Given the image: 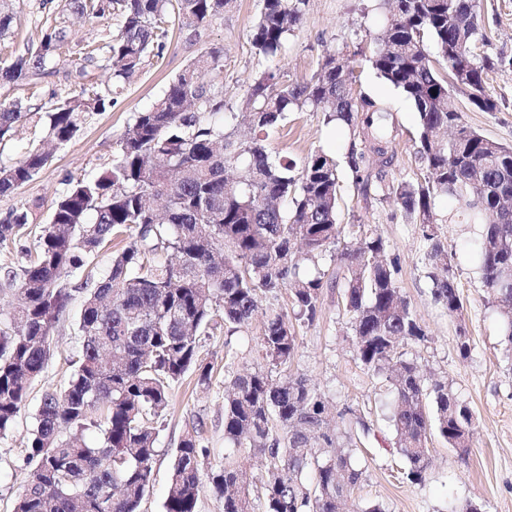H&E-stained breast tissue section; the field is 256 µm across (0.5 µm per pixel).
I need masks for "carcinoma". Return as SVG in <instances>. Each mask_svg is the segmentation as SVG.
<instances>
[{"instance_id": "cac0c4a2", "label": "carcinoma", "mask_w": 512, "mask_h": 512, "mask_svg": "<svg viewBox=\"0 0 512 512\" xmlns=\"http://www.w3.org/2000/svg\"><path fill=\"white\" fill-rule=\"evenodd\" d=\"M403 22L390 18L375 38L371 67L414 106L422 173L415 181L385 183L395 122L371 96L353 90V72L336 69L327 54L310 81L279 84L264 71L249 89L253 130L235 137L237 112L224 111L220 88L202 75L223 66L224 48L212 47L189 64L148 110L137 113L117 142L112 165L68 183L35 255L12 276L18 302L0 310V436L25 407L29 388L49 359L53 324L71 299L68 277L114 237L129 242L112 256L109 273L88 291L79 316L77 367L60 391L44 393L27 445L34 464L14 512H139L150 487L158 432L153 420L187 371L208 383L198 363L199 336L221 318L233 334L258 310V292H291L294 318L265 313L260 345L270 364L286 367L298 350L293 321L315 320L323 278L303 262L336 246L340 183L336 161L322 151L302 165L268 152L270 131L293 108L310 107L327 123L344 125L346 164L355 185L383 184L426 245L432 297L451 314L463 310L455 271L442 241L435 202L454 201L456 216L485 226L478 255L483 284L500 309L512 347V147L462 122L451 104L462 95L481 112L499 103L486 74L501 60L477 53L488 45L479 0H390ZM229 0H67L74 15L119 20L112 39H77L67 21L51 28L34 53L0 63V88L35 85L55 73L59 50L78 56L77 95L51 107L0 101V142L11 140L33 116L44 139L64 144L84 118L104 112L149 57L160 56L168 26L195 29L224 12ZM308 0H261L253 28L256 54L274 57L305 14ZM13 0H0V38L13 26ZM435 56H430L427 43ZM375 159L378 171L368 166ZM50 155L34 146L16 161H0V195L29 182ZM0 221V246L32 233V209ZM337 260L346 267L345 303L352 342L364 367L386 376L394 403L389 420L406 478L423 479L430 465L428 436L436 433L465 458L473 414L448 383L427 379L400 348L426 332L396 285L395 260L381 237L356 231ZM432 398L434 415L425 409ZM328 402L301 375L276 380L261 369L238 374L224 394V466L208 476L224 512H254L236 456L266 461L264 512H339L361 472L353 464L359 434L331 430ZM99 432L95 446L79 433ZM206 449L195 427L173 456L165 512H195L203 487ZM112 494L107 495V488Z\"/></svg>"}]
</instances>
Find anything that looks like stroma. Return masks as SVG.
I'll return each mask as SVG.
<instances>
[{
	"instance_id": "35a3bbf8",
	"label": "stroma",
	"mask_w": 512,
	"mask_h": 512,
	"mask_svg": "<svg viewBox=\"0 0 512 512\" xmlns=\"http://www.w3.org/2000/svg\"><path fill=\"white\" fill-rule=\"evenodd\" d=\"M64 4L65 0H15L16 19L10 33L0 39V61L36 52L61 17ZM259 12V0H231L223 14L205 27H170L162 56L150 58L112 107L89 115L77 135L57 146L50 162L31 181L0 196V219L36 200L40 206L29 227L40 232L68 181L92 176L110 166L117 141L134 115L151 106L170 81L201 53L219 46L224 49V65L208 78L223 86L224 109L228 112L244 111L249 88L262 71L275 72L278 81L300 84L316 73L326 54H336L353 70L356 89L385 104L394 115L397 132L389 179L420 178L414 108L379 78L369 63L374 39L389 16L386 0H309L301 24L286 39L285 52L274 59L257 55L252 46ZM481 21L489 37L487 53L502 60L486 76V86L500 108L479 112L461 97L456 105L467 126L512 146V0H481ZM73 68V56L62 54L55 74L42 80L37 91L25 85L0 89V100L34 94L47 103L55 96L78 93L79 86L71 75ZM267 146L269 152L299 163L318 150L340 160L346 140L342 130L325 122L323 113L305 109L288 112L270 132ZM340 185L338 223L364 225L383 239L388 255L397 261V286L426 331L425 340L408 343L404 353L428 374L446 379L457 398L474 414L468 457H459L442 438L429 436L431 464L425 478L420 482L406 478V465L394 445V431L384 417L383 404L389 399L386 382L355 356L350 316L342 302V288L336 283V257L326 253L318 269L327 287L322 291L314 323L295 325L299 348L289 371L305 376L320 388L338 415L339 431L356 430L361 420L371 427L370 435L358 443L354 455L362 476L346 503L348 512L378 502L386 504L390 512H458L469 502L481 505L482 512H512V353L506 350L499 309L481 278L477 244L482 225L452 221L451 199H437V212L448 219L441 235L463 300L461 316H452L433 301L424 243L417 226L403 218L399 204L383 197L378 186L360 190L346 172L341 175ZM84 281V273L71 276L72 299L50 333L52 355L32 383L28 401L12 430L0 437V512H13L15 498L28 480L27 442L37 425L44 391L65 387L75 370ZM259 309L250 324L236 333L220 326L201 335L199 360L211 366V379L201 383L197 373L191 371L173 385L169 404L156 424L153 480L140 512H164L173 451L193 426H200L201 444L208 450L201 460L203 472L223 466L224 381L230 374L266 367L259 341L264 313L271 309L290 311L288 290L260 294ZM464 341L469 344L465 351L460 348Z\"/></svg>"
}]
</instances>
